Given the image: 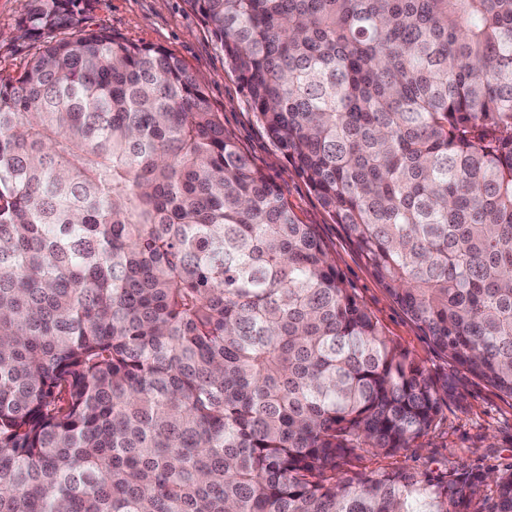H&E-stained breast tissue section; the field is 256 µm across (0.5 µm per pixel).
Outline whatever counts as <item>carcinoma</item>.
Here are the masks:
<instances>
[{"label":"carcinoma","instance_id":"cac0c4a2","mask_svg":"<svg viewBox=\"0 0 512 512\" xmlns=\"http://www.w3.org/2000/svg\"><path fill=\"white\" fill-rule=\"evenodd\" d=\"M0 72V512H512V470L357 471L448 379L161 47L33 0ZM433 344L512 398V0H186Z\"/></svg>","mask_w":512,"mask_h":512}]
</instances>
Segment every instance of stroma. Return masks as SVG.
Listing matches in <instances>:
<instances>
[{"label": "stroma", "mask_w": 512, "mask_h": 512, "mask_svg": "<svg viewBox=\"0 0 512 512\" xmlns=\"http://www.w3.org/2000/svg\"><path fill=\"white\" fill-rule=\"evenodd\" d=\"M32 5V0H0L2 73L23 71L40 45L39 39L18 35ZM83 24L135 44L164 47L179 58L205 90L225 133L278 185L299 222L314 226L338 273L386 336L407 349L434 377H446L454 383L436 426L397 455L364 454L359 471L368 474L405 467L428 474L460 464L479 472L511 470L512 399L459 368L438 350L373 277L343 226L334 222L306 180L286 162L278 145L257 121L209 29L185 0H102L85 13Z\"/></svg>", "instance_id": "1"}]
</instances>
